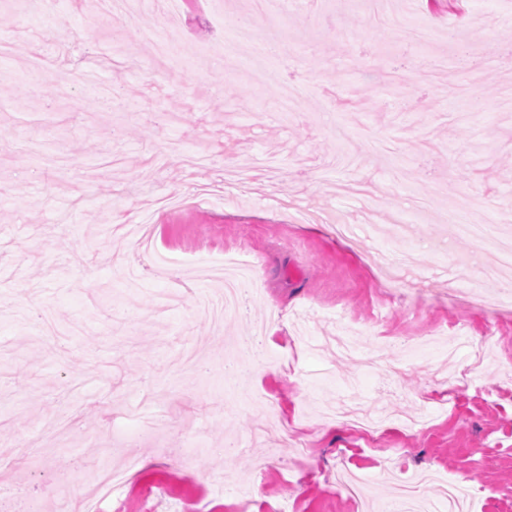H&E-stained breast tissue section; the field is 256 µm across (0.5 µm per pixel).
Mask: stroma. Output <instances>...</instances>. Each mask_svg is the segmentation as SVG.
Instances as JSON below:
<instances>
[{
    "label": "stroma",
    "mask_w": 512,
    "mask_h": 512,
    "mask_svg": "<svg viewBox=\"0 0 512 512\" xmlns=\"http://www.w3.org/2000/svg\"><path fill=\"white\" fill-rule=\"evenodd\" d=\"M391 0L445 66L432 80L392 75L414 62L404 28L371 23L359 0H288V59L234 43L235 0H187L180 67L161 69L146 32L166 0H138L126 24L90 0H0V512H65L57 474L93 488L104 450L134 465L121 512H379L419 473L461 479L468 512H512V309L481 264L489 248L449 236L448 212L496 220L512 202V6L502 0ZM66 20L65 41L46 39ZM350 46L336 49L337 39ZM230 45L242 72L204 55ZM42 73L31 78L32 62ZM275 72L306 91L296 113L248 77ZM261 173L246 192L224 171ZM211 192L157 206L200 177ZM154 235L182 260L246 242L260 258L239 313L215 327L192 314L207 285L173 307L168 278L138 247ZM269 357L244 345L269 311ZM365 328L359 356L325 343ZM244 374L225 373L230 353ZM77 412L52 458L60 400ZM296 431L281 440L277 427ZM241 449L220 455L227 440ZM364 485L349 500L345 478Z\"/></svg>",
    "instance_id": "1"
}]
</instances>
